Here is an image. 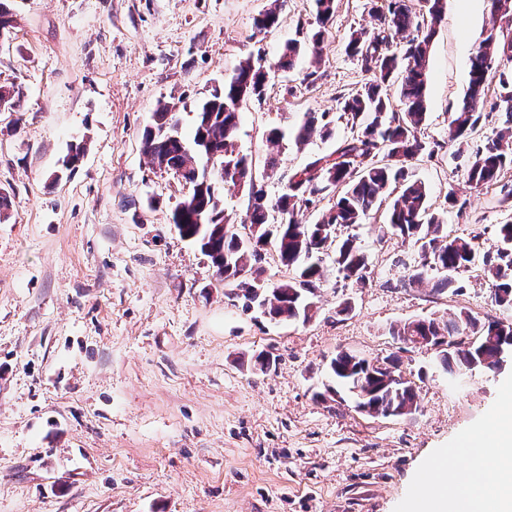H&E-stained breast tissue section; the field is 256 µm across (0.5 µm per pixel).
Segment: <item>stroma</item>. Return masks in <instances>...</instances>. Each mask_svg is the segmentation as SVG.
Segmentation results:
<instances>
[{
	"label": "stroma",
	"mask_w": 512,
	"mask_h": 512,
	"mask_svg": "<svg viewBox=\"0 0 512 512\" xmlns=\"http://www.w3.org/2000/svg\"><path fill=\"white\" fill-rule=\"evenodd\" d=\"M271 0H11L0 84L22 91L0 114V512H403L437 449L457 450L492 420L512 387V357L494 372L451 374L440 352L393 327L466 313L512 323L482 263L460 290L435 293L436 272L407 284L418 249L382 232L383 214L336 231L368 257L365 281L326 277L307 321L247 309L172 212L191 187L152 166L142 133L158 102L191 135L197 104L249 56L271 68L246 101L237 145L276 201L289 176L352 135L285 142L267 170L271 128L335 112L369 81L347 49L385 0H336L321 58L276 69L285 43L315 27L312 0H284L277 28L257 32ZM490 26L487 6L446 0L431 45L427 119L441 143L411 170L449 236H478L496 254L512 217L494 188L470 187L453 154L449 114L468 86V57ZM348 313H339L342 302ZM394 366L417 408L370 415L334 383L338 351ZM275 359L255 370L258 354Z\"/></svg>",
	"instance_id": "1"
}]
</instances>
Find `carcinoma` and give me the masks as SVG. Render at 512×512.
<instances>
[{"mask_svg":"<svg viewBox=\"0 0 512 512\" xmlns=\"http://www.w3.org/2000/svg\"><path fill=\"white\" fill-rule=\"evenodd\" d=\"M374 13L375 26L350 35L348 49L372 79L361 89L339 98L340 115L350 123L353 135L336 145L328 156L309 162L288 178L284 192L275 203L266 200L263 189L249 194L244 220L247 232L224 214L218 193L191 195L174 211L172 223L181 237L197 243L224 279L238 281L243 297L257 302L271 320H308L313 303L310 295L325 278L323 267L311 261L312 255L328 246L337 227L361 224L388 203L387 228L418 247L419 262L408 282H419L427 271L442 273L435 290L457 287V274L482 259L491 283L494 302L512 307V220L499 225L503 247L495 257L479 256L476 238H448V225L432 210L426 185L413 175L409 163L433 155L438 143L422 140L418 128L426 120V75L430 43L445 14V0H386ZM492 21L512 20V0H488ZM319 29L309 43L290 39L284 46L279 67L291 68L304 49L318 55L326 26L336 10V0H314ZM280 0L255 20V27L270 30L278 26ZM499 67V84L511 88L502 97L503 126L494 136L468 150L469 137L483 117L487 103L490 73ZM269 71L261 60L248 58L224 80V92L212 94L199 104L191 138L176 133L175 140H161V130L170 125L171 109L160 105L142 134L144 153L151 163L164 166L191 186L220 172L224 183L255 182L252 162L240 153L236 139L239 126L238 101L261 98ZM397 85V102H392L390 86ZM330 113L306 114L296 134L304 142L318 131L331 135ZM453 138L459 141L457 153H468L465 174L476 188L500 186L501 202L512 200V185L500 184L503 170L512 167V37L493 25L469 59V84L462 104L450 116ZM330 197L333 205L314 224H302L297 211ZM281 215L270 220V211ZM272 245L282 266L296 276L253 294L247 276L260 275L264 251L256 250L250 238ZM335 263L345 279L362 281L367 257L350 237L336 245ZM404 342L430 340L440 349L443 367L450 371L494 372L500 366V353L512 349V324L502 321L477 323L471 316L459 315L443 324L416 320L392 329ZM453 336L457 342H448ZM475 341L464 343L462 337ZM334 378L349 387L361 378L369 397L363 406L382 416H402L412 412L415 402L413 383L395 386L387 382V367L340 351L331 359Z\"/></svg>","mask_w":512,"mask_h":512,"instance_id":"carcinoma-1","label":"carcinoma"}]
</instances>
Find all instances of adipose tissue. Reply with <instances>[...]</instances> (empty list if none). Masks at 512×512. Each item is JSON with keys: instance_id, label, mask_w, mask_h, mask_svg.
Returning a JSON list of instances; mask_svg holds the SVG:
<instances>
[{"instance_id": "adipose-tissue-1", "label": "adipose tissue", "mask_w": 512, "mask_h": 512, "mask_svg": "<svg viewBox=\"0 0 512 512\" xmlns=\"http://www.w3.org/2000/svg\"><path fill=\"white\" fill-rule=\"evenodd\" d=\"M469 465L448 470L446 452L413 483L406 512H512V405H504L495 420L464 448ZM495 473L487 485V473Z\"/></svg>"}]
</instances>
